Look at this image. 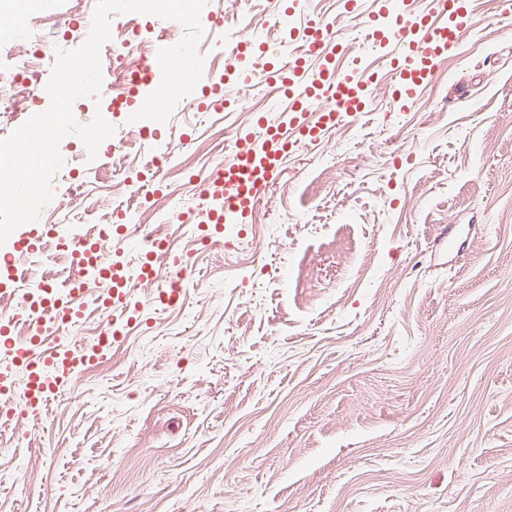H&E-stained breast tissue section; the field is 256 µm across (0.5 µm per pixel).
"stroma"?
<instances>
[{"label": "stroma", "instance_id": "stroma-1", "mask_svg": "<svg viewBox=\"0 0 512 512\" xmlns=\"http://www.w3.org/2000/svg\"><path fill=\"white\" fill-rule=\"evenodd\" d=\"M477 26L412 99L379 83L369 112L297 147L252 234L199 246L167 228L185 303L131 304L141 325L88 382L0 437V512H512V14ZM341 0H309L347 44L384 55ZM224 105L184 170L218 162ZM57 172L76 208L117 221L111 175ZM287 212L268 224L264 214Z\"/></svg>", "mask_w": 512, "mask_h": 512}]
</instances>
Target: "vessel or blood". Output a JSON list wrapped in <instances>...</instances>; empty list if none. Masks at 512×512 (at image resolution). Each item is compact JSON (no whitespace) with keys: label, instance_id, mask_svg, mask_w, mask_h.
<instances>
[{"label":"vessel or blood","instance_id":"obj_1","mask_svg":"<svg viewBox=\"0 0 512 512\" xmlns=\"http://www.w3.org/2000/svg\"><path fill=\"white\" fill-rule=\"evenodd\" d=\"M471 0H435L431 9L389 13L387 7L363 19L373 38L391 48L390 65L395 72L393 96L412 94L436 76L434 63L447 55L474 25ZM299 44L287 63L274 64L273 51L251 45L255 62L266 82L286 103L280 113H260L254 131L236 134L233 145L218 170L208 179H191L194 190L211 197L215 205L200 216L202 225L223 233L225 225L248 223L263 196L280 180L285 157L300 143L320 142L327 128L359 119L368 106L372 76L338 73L335 58L342 48L332 23L306 20L298 30ZM40 236L20 237L13 251L0 254V267L15 272L19 254L35 251ZM164 253L145 252L141 282L152 289L157 301L167 306L180 303L182 291L170 287L162 271ZM44 338L32 333L15 336L8 320L0 321V353L14 365L0 372V400L21 393L32 414L41 413L50 401L73 383L71 367L98 361L102 349L95 344L69 351L42 354Z\"/></svg>","mask_w":512,"mask_h":512}]
</instances>
